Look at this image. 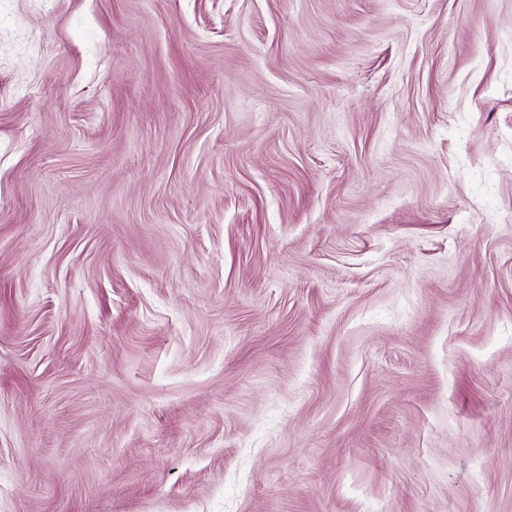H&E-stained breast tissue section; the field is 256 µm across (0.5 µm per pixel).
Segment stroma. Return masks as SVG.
I'll return each mask as SVG.
<instances>
[{"label": "stroma", "mask_w": 512, "mask_h": 512, "mask_svg": "<svg viewBox=\"0 0 512 512\" xmlns=\"http://www.w3.org/2000/svg\"><path fill=\"white\" fill-rule=\"evenodd\" d=\"M0 512H512V0H0Z\"/></svg>", "instance_id": "1"}]
</instances>
